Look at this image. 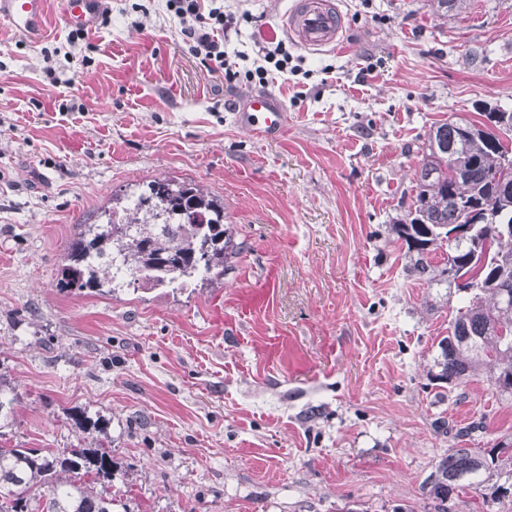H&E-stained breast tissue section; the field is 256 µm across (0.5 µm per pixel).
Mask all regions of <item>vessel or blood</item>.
<instances>
[{
	"label": "vessel or blood",
	"mask_w": 512,
	"mask_h": 512,
	"mask_svg": "<svg viewBox=\"0 0 512 512\" xmlns=\"http://www.w3.org/2000/svg\"><path fill=\"white\" fill-rule=\"evenodd\" d=\"M47 0H0V22L17 33L38 41L47 24ZM107 0H64L66 25L94 29ZM281 29L300 47L310 51L340 48L343 43V14L336 0H293L281 18ZM287 113L283 104L269 92H257L246 101L240 123L260 138L285 133ZM278 282L267 274L260 287L238 294L235 306L240 315L252 316L267 310L274 302Z\"/></svg>",
	"instance_id": "1"
}]
</instances>
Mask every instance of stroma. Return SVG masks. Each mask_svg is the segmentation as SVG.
<instances>
[{
  "mask_svg": "<svg viewBox=\"0 0 512 512\" xmlns=\"http://www.w3.org/2000/svg\"><path fill=\"white\" fill-rule=\"evenodd\" d=\"M40 43L0 27V375L4 431L71 448L79 406L108 422L129 512H431L423 483L452 445L436 418L512 443V397L480 377L439 394L447 284L408 271L392 221L411 203L429 129L512 108V0H339L340 50L289 44L271 73L288 129L238 116L254 88L202 71L165 0H109L77 46L63 0ZM292 0H247L261 30L226 45L251 68L255 34L280 35ZM164 177L224 202L241 253L204 287L59 292L79 225ZM274 269L273 306L240 322L235 296ZM284 340L268 360V337Z\"/></svg>",
  "mask_w": 512,
  "mask_h": 512,
  "instance_id": "35a3bbf8",
  "label": "stroma"
}]
</instances>
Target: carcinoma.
<instances>
[{"mask_svg": "<svg viewBox=\"0 0 512 512\" xmlns=\"http://www.w3.org/2000/svg\"><path fill=\"white\" fill-rule=\"evenodd\" d=\"M482 120L450 119L429 130L414 171L412 204L392 229L407 247L411 272L428 285H448L463 294L448 335L438 343L433 379L452 383L484 375L499 393L512 385V110L493 107ZM105 210L106 222L82 224L68 247L56 288L112 296L120 290L101 263L108 257L143 286L224 275L240 251L234 227L224 223V202L204 186L155 179L136 199ZM448 245L439 266L432 253ZM83 431L102 430L101 421L81 410L70 414ZM483 428L472 422L457 430L445 419L435 429L454 438ZM111 441L78 448H7L0 444V512H116L126 508L114 489L118 474ZM512 489V446L483 451L450 448L432 466L424 490L434 512H448V500L478 491L508 497Z\"/></svg>", "mask_w": 512, "mask_h": 512, "instance_id": "obj_1", "label": "carcinoma"}]
</instances>
